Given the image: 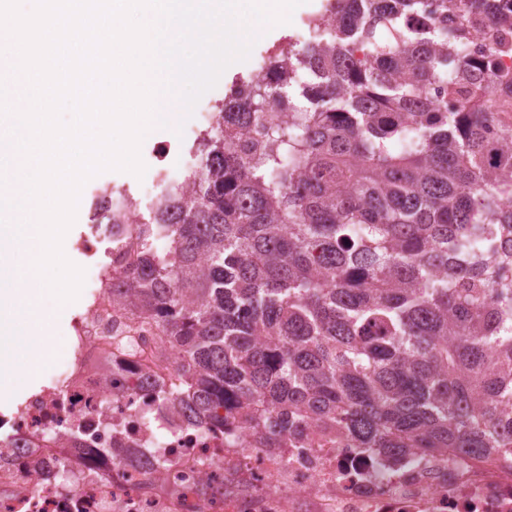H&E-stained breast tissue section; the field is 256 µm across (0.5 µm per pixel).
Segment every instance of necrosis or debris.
<instances>
[{
    "label": "necrosis or debris",
    "instance_id": "1",
    "mask_svg": "<svg viewBox=\"0 0 512 512\" xmlns=\"http://www.w3.org/2000/svg\"><path fill=\"white\" fill-rule=\"evenodd\" d=\"M139 234L93 224L83 238L72 355L0 415V512H512V462L497 452L393 467L313 426L260 448L251 431L229 438L159 405L183 383L181 364L154 321L112 300L111 278L135 258Z\"/></svg>",
    "mask_w": 512,
    "mask_h": 512
}]
</instances>
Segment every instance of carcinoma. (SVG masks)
<instances>
[{"instance_id":"cac0c4a2","label":"carcinoma","mask_w":512,"mask_h":512,"mask_svg":"<svg viewBox=\"0 0 512 512\" xmlns=\"http://www.w3.org/2000/svg\"><path fill=\"white\" fill-rule=\"evenodd\" d=\"M330 11L264 57L247 97L219 101L149 217L94 204L92 224L143 225L112 299L183 357L162 400L190 423L267 448L319 424L393 466L512 448V14Z\"/></svg>"}]
</instances>
